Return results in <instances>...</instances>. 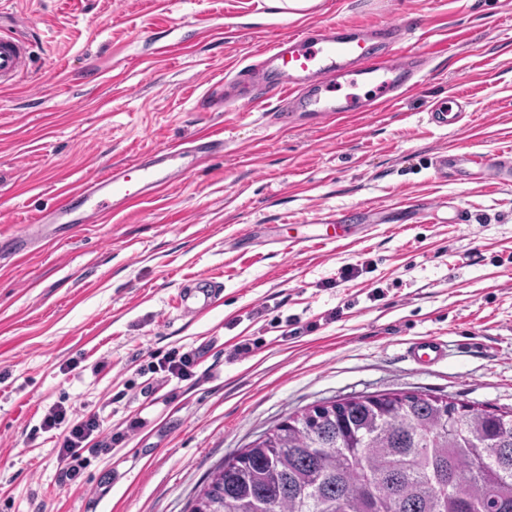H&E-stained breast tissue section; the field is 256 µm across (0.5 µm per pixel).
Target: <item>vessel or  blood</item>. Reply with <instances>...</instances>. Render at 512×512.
I'll return each mask as SVG.
<instances>
[{
  "label": "vessel or blood",
  "mask_w": 512,
  "mask_h": 512,
  "mask_svg": "<svg viewBox=\"0 0 512 512\" xmlns=\"http://www.w3.org/2000/svg\"><path fill=\"white\" fill-rule=\"evenodd\" d=\"M419 18L399 22L353 24L323 22L289 31L263 50L261 94H234L217 89L206 98V105L232 110H249L257 98L284 102L282 120L291 113L310 112L336 117L344 112H380L401 95L418 85L425 63L424 52L409 45V36L422 30ZM30 45L11 31L0 30V85L14 81L28 71ZM371 88L361 97L359 88ZM462 105L449 97L447 106L432 109L438 125L457 124ZM224 147L221 132L202 133L191 147L170 145L156 150L147 159H138L61 192L49 213L39 216L42 224H84L103 219L131 207L148 194L165 189L194 172ZM471 153L440 156L437 170L454 169L467 178ZM483 181L490 186L512 183V154L486 155ZM219 286L206 278L183 285L180 302L185 315L195 316L215 301ZM447 354L445 343L428 336L413 342L410 357L422 365L435 364Z\"/></svg>",
  "instance_id": "1"
}]
</instances>
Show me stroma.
Masks as SVG:
<instances>
[{"label": "stroma", "mask_w": 512, "mask_h": 512, "mask_svg": "<svg viewBox=\"0 0 512 512\" xmlns=\"http://www.w3.org/2000/svg\"><path fill=\"white\" fill-rule=\"evenodd\" d=\"M406 16L445 46L415 90L284 126L273 100L201 106L296 26L270 0H0V28L31 50L28 74L0 86V512H185L225 457L332 401L512 411V184L434 168L441 151H512V17L503 0H321L307 18ZM453 93L462 122L430 123ZM213 127L223 151L165 192L99 224L38 223L63 187ZM355 210L368 232L284 249ZM21 225L33 239L17 252L3 240ZM197 278L221 295L188 318L181 285ZM290 323L301 333L283 337ZM426 336L445 360L409 357ZM243 339L252 353L231 358ZM190 348L197 378L152 386V357ZM58 403L115 432L144 404L148 423L64 484L62 438L40 428Z\"/></svg>", "instance_id": "1"}]
</instances>
